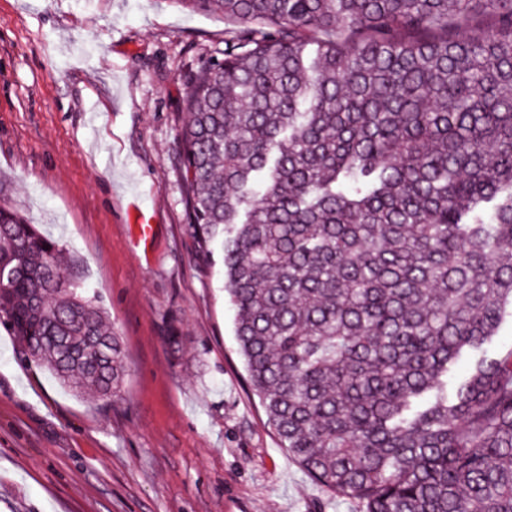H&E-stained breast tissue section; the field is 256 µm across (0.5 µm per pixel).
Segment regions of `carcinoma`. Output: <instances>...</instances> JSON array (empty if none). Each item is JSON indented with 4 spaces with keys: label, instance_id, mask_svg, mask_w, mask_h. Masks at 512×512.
<instances>
[{
    "label": "carcinoma",
    "instance_id": "carcinoma-1",
    "mask_svg": "<svg viewBox=\"0 0 512 512\" xmlns=\"http://www.w3.org/2000/svg\"><path fill=\"white\" fill-rule=\"evenodd\" d=\"M224 58L183 99L197 252L221 251L250 390L363 512H512V0H187ZM62 244L0 207V324L106 399L121 336ZM510 347H512V320L509 319L501 325L483 354L488 357H496L500 353H505Z\"/></svg>",
    "mask_w": 512,
    "mask_h": 512
}]
</instances>
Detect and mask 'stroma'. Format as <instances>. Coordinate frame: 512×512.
Masks as SVG:
<instances>
[{"mask_svg":"<svg viewBox=\"0 0 512 512\" xmlns=\"http://www.w3.org/2000/svg\"><path fill=\"white\" fill-rule=\"evenodd\" d=\"M226 27L184 0H0V204L68 250L127 370L116 399L75 393L0 326V512H359L269 425L189 226L182 100Z\"/></svg>","mask_w":512,"mask_h":512,"instance_id":"35a3bbf8","label":"stroma"}]
</instances>
